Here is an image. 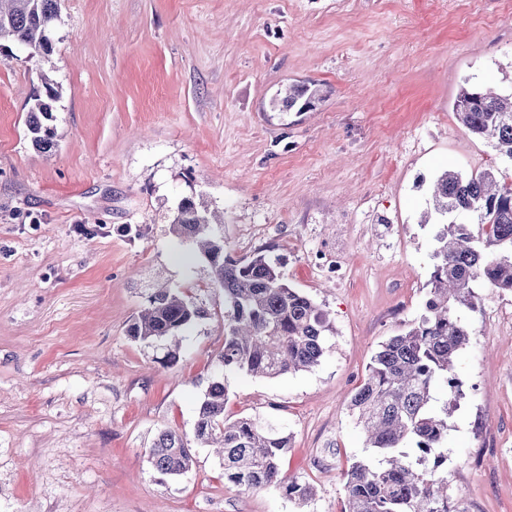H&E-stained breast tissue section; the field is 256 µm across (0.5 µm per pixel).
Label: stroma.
Here are the masks:
<instances>
[{
  "instance_id": "stroma-1",
  "label": "stroma",
  "mask_w": 512,
  "mask_h": 512,
  "mask_svg": "<svg viewBox=\"0 0 512 512\" xmlns=\"http://www.w3.org/2000/svg\"><path fill=\"white\" fill-rule=\"evenodd\" d=\"M51 40L41 68L0 47V512H340L364 456L350 395L423 309L433 184L499 162L453 105L512 89V0H60ZM44 73L61 91L49 153L25 126ZM292 85L310 109L274 108ZM189 196L221 214L228 253L277 258L328 311L319 365L218 363L224 292L172 232ZM159 287L208 311L168 367L127 334ZM477 294L442 472L465 512H512V293ZM217 378L227 416L291 434L281 470L314 486L307 504L228 486L204 446L184 476L152 468L147 448L193 434Z\"/></svg>"
}]
</instances>
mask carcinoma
<instances>
[{
    "mask_svg": "<svg viewBox=\"0 0 512 512\" xmlns=\"http://www.w3.org/2000/svg\"><path fill=\"white\" fill-rule=\"evenodd\" d=\"M58 16L59 0H0V42L16 44L30 59L46 56ZM42 83L45 92L33 95L26 131L33 147L48 153L55 136L48 121L60 93L49 76L42 75ZM310 100L308 88L296 86L282 107L301 111ZM454 112L473 135L489 140L503 161L512 162V92L464 88ZM433 207L440 222L424 313L380 345L350 398L349 411L370 458L344 473L342 512H464L448 495L439 468L446 460L448 417L461 395L456 358L470 341L464 310L477 306L474 285L512 292V174L494 167L471 174L448 170L435 184ZM458 212L477 222L454 221ZM217 226L208 209L190 197L181 200L172 221L173 233L196 243L214 284L224 290V346L218 362L266 378L317 366L334 334L328 313L290 286L267 255H228ZM204 316L205 310L181 293L161 288L127 333L145 344L165 343L161 362L172 364L179 346L169 340ZM439 384L448 387V401L437 407L432 391ZM227 398L224 380L211 382L197 408L194 440L174 430L159 433L148 450L156 471L180 476L194 463L192 442H215L224 482L242 490L274 487L290 499L309 500V483L281 473L289 435L257 417L227 418Z\"/></svg>",
    "mask_w": 512,
    "mask_h": 512,
    "instance_id": "cac0c4a2",
    "label": "carcinoma"
}]
</instances>
